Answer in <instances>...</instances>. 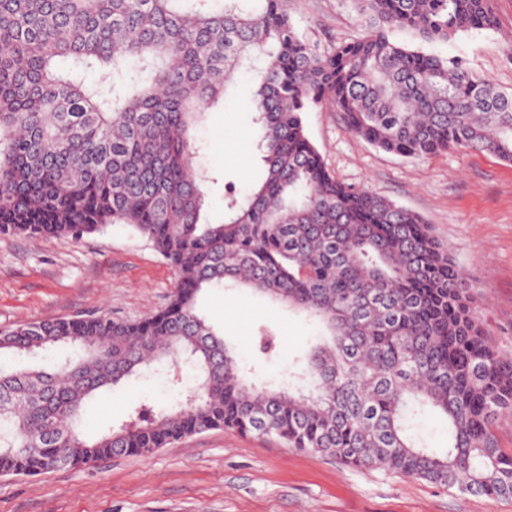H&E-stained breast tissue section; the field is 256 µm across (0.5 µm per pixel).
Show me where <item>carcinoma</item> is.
Wrapping results in <instances>:
<instances>
[{"label":"carcinoma","instance_id":"carcinoma-1","mask_svg":"<svg viewBox=\"0 0 512 512\" xmlns=\"http://www.w3.org/2000/svg\"><path fill=\"white\" fill-rule=\"evenodd\" d=\"M365 34L319 48L286 0H0V232L77 237L124 223L176 271L169 305L0 331L17 360L79 350L47 370L0 371V474L37 475L118 452L150 455L224 427L474 496L512 497V454L493 422L512 415V357L474 317L463 273L431 226L328 171L302 113L340 112L372 146L421 158L448 150L512 162V93L425 45L496 23L492 0H353ZM402 31L411 41H398ZM98 68L110 94L88 86ZM242 68L264 174L224 186L207 221L195 132ZM229 284L321 326L288 380L258 383L198 311ZM188 363L196 395L143 399L93 437L100 392L153 362ZM444 416L448 447L411 433Z\"/></svg>","mask_w":512,"mask_h":512}]
</instances>
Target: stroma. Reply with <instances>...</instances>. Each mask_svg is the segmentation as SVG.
<instances>
[{"label":"stroma","instance_id":"1","mask_svg":"<svg viewBox=\"0 0 512 512\" xmlns=\"http://www.w3.org/2000/svg\"><path fill=\"white\" fill-rule=\"evenodd\" d=\"M299 32L326 46L359 38L363 22L352 0H289ZM496 25L440 44L501 90L512 93V0H492ZM250 73L236 94L213 109L198 134V163L211 221L224 217V185L246 194L262 172L257 133L243 106ZM306 133L328 170L420 215L465 273L478 322L501 354L512 356V163L486 152L451 150L404 158L352 134L336 110L304 113ZM173 269L129 226L112 223L83 237L0 233V329L54 318L108 314L134 321L165 308L176 289ZM223 328L242 364L262 381L279 382L319 327L304 315L246 289H212L201 301ZM278 337L270 359L255 345L260 326ZM155 364L132 388L107 391L86 407L94 435L121 421L131 395L159 407L182 401L193 386ZM0 512H512V498L474 496L422 481L359 471L336 459L278 442L214 429L147 456L124 455L38 476L0 475Z\"/></svg>","mask_w":512,"mask_h":512}]
</instances>
